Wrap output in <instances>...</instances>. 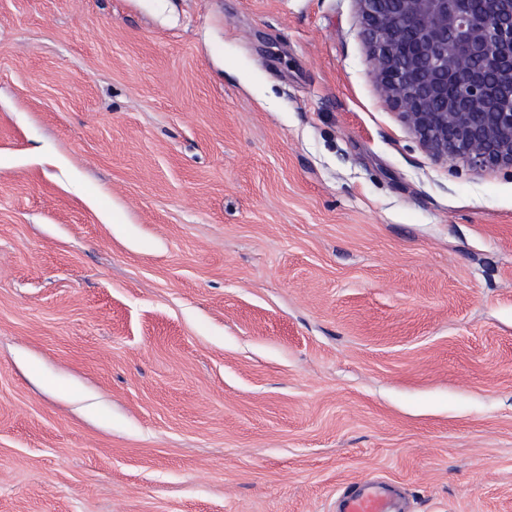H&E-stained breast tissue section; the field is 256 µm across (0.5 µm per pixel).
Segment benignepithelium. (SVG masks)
Wrapping results in <instances>:
<instances>
[{
    "label": "benign epithelium",
    "mask_w": 512,
    "mask_h": 512,
    "mask_svg": "<svg viewBox=\"0 0 512 512\" xmlns=\"http://www.w3.org/2000/svg\"><path fill=\"white\" fill-rule=\"evenodd\" d=\"M385 101L436 159L512 169V0H356Z\"/></svg>",
    "instance_id": "benign-epithelium-1"
}]
</instances>
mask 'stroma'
<instances>
[{
    "instance_id": "35a3bbf8",
    "label": "stroma",
    "mask_w": 512,
    "mask_h": 512,
    "mask_svg": "<svg viewBox=\"0 0 512 512\" xmlns=\"http://www.w3.org/2000/svg\"><path fill=\"white\" fill-rule=\"evenodd\" d=\"M369 55L355 0H0V512H512V171ZM397 493L376 483L347 487L336 501V512H401Z\"/></svg>"
}]
</instances>
